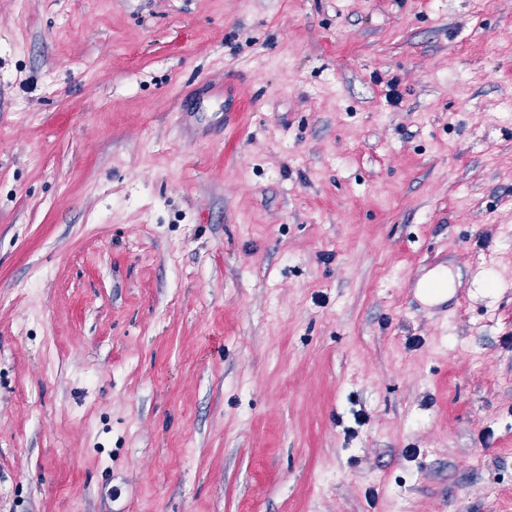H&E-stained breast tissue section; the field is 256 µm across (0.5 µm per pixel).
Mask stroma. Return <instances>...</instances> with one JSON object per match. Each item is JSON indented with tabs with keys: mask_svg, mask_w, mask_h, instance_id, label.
<instances>
[{
	"mask_svg": "<svg viewBox=\"0 0 512 512\" xmlns=\"http://www.w3.org/2000/svg\"><path fill=\"white\" fill-rule=\"evenodd\" d=\"M510 102L512 0H0V512H512Z\"/></svg>",
	"mask_w": 512,
	"mask_h": 512,
	"instance_id": "35a3bbf8",
	"label": "stroma"
}]
</instances>
